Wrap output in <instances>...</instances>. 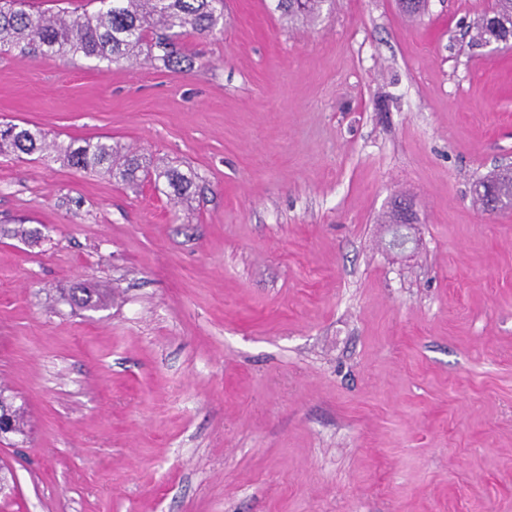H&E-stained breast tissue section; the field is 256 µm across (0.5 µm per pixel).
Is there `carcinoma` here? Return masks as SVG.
Wrapping results in <instances>:
<instances>
[{
	"label": "carcinoma",
	"instance_id": "carcinoma-1",
	"mask_svg": "<svg viewBox=\"0 0 512 512\" xmlns=\"http://www.w3.org/2000/svg\"><path fill=\"white\" fill-rule=\"evenodd\" d=\"M98 8L75 14L64 8L52 15L34 16L26 10L27 0H0V46L23 45L39 56L67 57L81 54L86 58L113 62L131 59L146 42L163 51L160 60L168 67L185 61L173 50L174 39L186 29L197 34L214 31L224 18V0H91ZM323 0H276V9L290 19H315ZM498 19H479L475 39L483 44L512 43V0H498ZM48 158L51 153L79 169L106 168L122 182L138 180L139 159L120 154L107 138L87 141L82 145L46 141L39 128H25L15 123L0 122V148ZM174 196H185L192 178L176 169L160 172ZM477 200L485 210L512 206V171L494 174L480 184ZM80 295H69L67 301L77 308L103 305L107 294L97 288H81Z\"/></svg>",
	"mask_w": 512,
	"mask_h": 512
}]
</instances>
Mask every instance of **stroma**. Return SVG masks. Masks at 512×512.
Returning a JSON list of instances; mask_svg holds the SVG:
<instances>
[{"mask_svg":"<svg viewBox=\"0 0 512 512\" xmlns=\"http://www.w3.org/2000/svg\"><path fill=\"white\" fill-rule=\"evenodd\" d=\"M492 0H224L106 65L0 49V122L110 137L115 181L0 151V512H512V48ZM411 202L406 250L391 203ZM87 284L110 294L83 310ZM276 9L289 19L314 20L323 0H276ZM497 1L499 19L485 20L481 17L475 27V39L482 44L494 42L507 46L512 41V0ZM480 187V192L476 190L477 200L484 210L512 206V171L503 170L489 176ZM73 291H79L80 295H73ZM67 301L77 308H91L102 306L108 295L97 288H71Z\"/></svg>","mask_w":512,"mask_h":512,"instance_id":"1","label":"stroma"}]
</instances>
